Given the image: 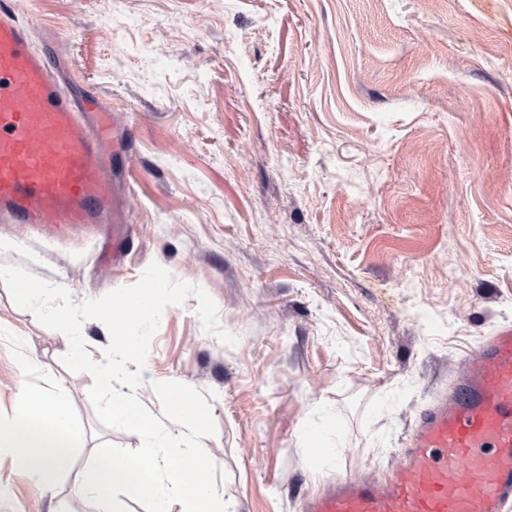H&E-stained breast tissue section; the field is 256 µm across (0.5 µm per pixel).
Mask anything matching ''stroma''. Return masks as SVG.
<instances>
[{
  "mask_svg": "<svg viewBox=\"0 0 512 512\" xmlns=\"http://www.w3.org/2000/svg\"><path fill=\"white\" fill-rule=\"evenodd\" d=\"M71 91L134 131L120 259L0 223V264L74 303L151 263L203 289L168 306L153 383L198 389L228 512H301L378 479L457 360L512 326V0H5ZM66 336L0 283V423L62 393L79 450L54 493L0 455V512H97L73 488L105 445Z\"/></svg>",
  "mask_w": 512,
  "mask_h": 512,
  "instance_id": "35a3bbf8",
  "label": "stroma"
}]
</instances>
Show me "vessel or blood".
I'll list each match as a JSON object with an SVG mask.
<instances>
[{
  "label": "vessel or blood",
  "mask_w": 512,
  "mask_h": 512,
  "mask_svg": "<svg viewBox=\"0 0 512 512\" xmlns=\"http://www.w3.org/2000/svg\"><path fill=\"white\" fill-rule=\"evenodd\" d=\"M51 71L32 26L0 7V219L61 240L111 229L128 237L133 132L107 122ZM512 504V326L458 360L447 391L422 410L380 482L340 477L303 512H504Z\"/></svg>",
  "instance_id": "vessel-or-blood-1"
}]
</instances>
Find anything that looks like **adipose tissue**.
<instances>
[{
	"label": "adipose tissue",
	"instance_id": "obj_1",
	"mask_svg": "<svg viewBox=\"0 0 512 512\" xmlns=\"http://www.w3.org/2000/svg\"><path fill=\"white\" fill-rule=\"evenodd\" d=\"M79 447L63 400L27 392L16 418L0 426V451L15 458L39 487L52 484Z\"/></svg>",
	"mask_w": 512,
	"mask_h": 512
}]
</instances>
